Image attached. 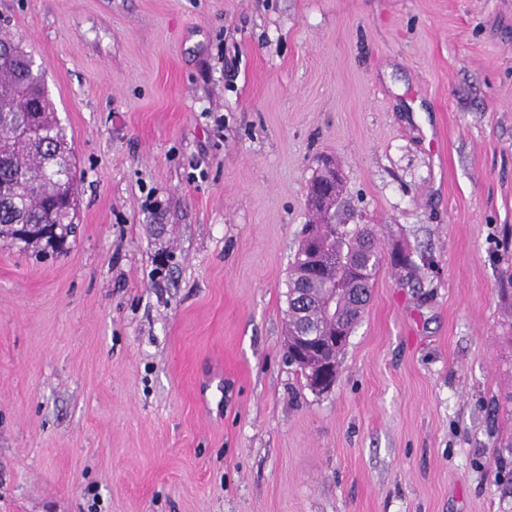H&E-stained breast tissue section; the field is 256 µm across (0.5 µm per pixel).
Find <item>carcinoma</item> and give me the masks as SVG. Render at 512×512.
<instances>
[{
  "mask_svg": "<svg viewBox=\"0 0 512 512\" xmlns=\"http://www.w3.org/2000/svg\"><path fill=\"white\" fill-rule=\"evenodd\" d=\"M31 92L38 111L55 128V141L28 149L13 147L7 163L0 166V240L14 238L15 224H51L64 238L74 233V217L55 209L58 184L52 171L59 169L73 176L74 156L65 128L54 115L45 91L42 70L33 64L24 49L0 34V140H8L21 118L20 100ZM377 231L370 224H307L288 271L287 315L288 348L301 342V331L308 329L328 346L329 358L340 359L348 345L345 335L353 332L367 306L366 285L375 281L385 260L377 245ZM323 255L319 268L297 272L308 261L307 250ZM309 297L306 308L296 309V289ZM335 304L334 314L327 312Z\"/></svg>",
  "mask_w": 512,
  "mask_h": 512,
  "instance_id": "obj_1",
  "label": "carcinoma"
}]
</instances>
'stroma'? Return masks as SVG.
<instances>
[{
  "instance_id": "stroma-1",
  "label": "stroma",
  "mask_w": 512,
  "mask_h": 512,
  "mask_svg": "<svg viewBox=\"0 0 512 512\" xmlns=\"http://www.w3.org/2000/svg\"><path fill=\"white\" fill-rule=\"evenodd\" d=\"M76 162L0 242V512H512V0H0ZM384 251L284 358L319 155ZM296 354L297 359L302 361L306 367L307 375H308V383L309 388L315 393H323L330 389L334 383L335 379L332 380L330 375V362H326L322 356V348H318L317 350H311L306 353H300L297 350H293ZM300 362L296 363H288L291 366H294L296 371L300 373L302 378H304L306 385L307 378L303 366Z\"/></svg>"
}]
</instances>
